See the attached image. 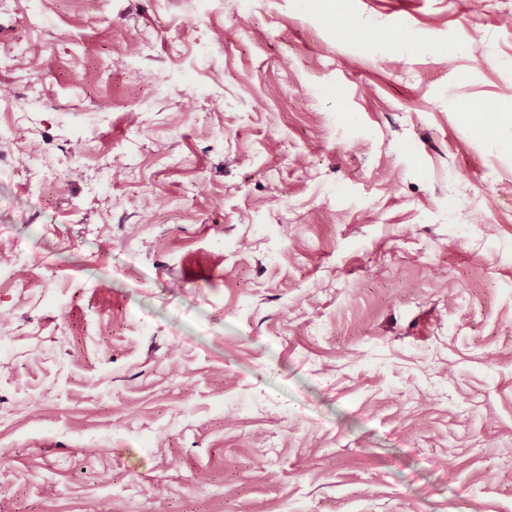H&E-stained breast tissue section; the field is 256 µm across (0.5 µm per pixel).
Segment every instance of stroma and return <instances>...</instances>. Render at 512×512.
<instances>
[{"mask_svg":"<svg viewBox=\"0 0 512 512\" xmlns=\"http://www.w3.org/2000/svg\"><path fill=\"white\" fill-rule=\"evenodd\" d=\"M347 18L0 0V512H512V0Z\"/></svg>","mask_w":512,"mask_h":512,"instance_id":"1","label":"stroma"}]
</instances>
